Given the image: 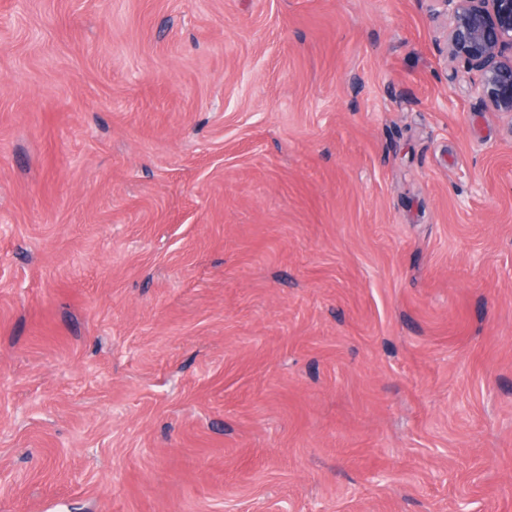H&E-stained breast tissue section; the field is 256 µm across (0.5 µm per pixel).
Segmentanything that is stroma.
I'll return each mask as SVG.
<instances>
[{
    "label": "stroma",
    "instance_id": "stroma-1",
    "mask_svg": "<svg viewBox=\"0 0 512 512\" xmlns=\"http://www.w3.org/2000/svg\"><path fill=\"white\" fill-rule=\"evenodd\" d=\"M425 0H0V512H512V124Z\"/></svg>",
    "mask_w": 512,
    "mask_h": 512
}]
</instances>
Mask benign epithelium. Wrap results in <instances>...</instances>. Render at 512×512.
<instances>
[{
    "mask_svg": "<svg viewBox=\"0 0 512 512\" xmlns=\"http://www.w3.org/2000/svg\"><path fill=\"white\" fill-rule=\"evenodd\" d=\"M432 17L451 20L452 60L479 74L474 90L491 112L512 119V0H429Z\"/></svg>",
    "mask_w": 512,
    "mask_h": 512,
    "instance_id": "7a95c632",
    "label": "benign epithelium"
}]
</instances>
